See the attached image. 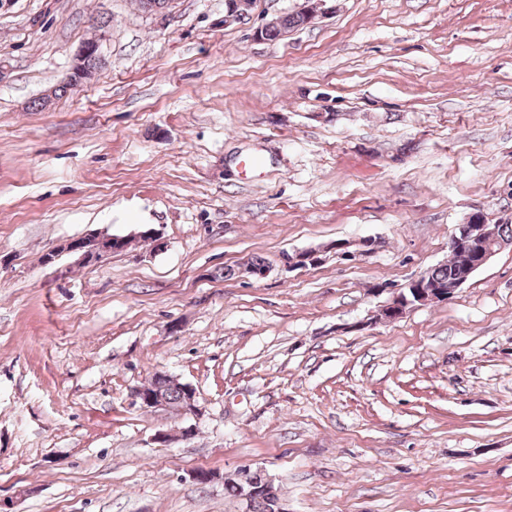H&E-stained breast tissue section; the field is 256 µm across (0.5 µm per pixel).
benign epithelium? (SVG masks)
Instances as JSON below:
<instances>
[{
    "mask_svg": "<svg viewBox=\"0 0 512 512\" xmlns=\"http://www.w3.org/2000/svg\"><path fill=\"white\" fill-rule=\"evenodd\" d=\"M224 22L237 21L247 15L251 6V0H224ZM459 233L454 235L451 245L460 251H467L472 254L474 261L469 263L463 272L448 287H425L422 277L418 276L402 288L393 290L390 301L381 309L380 320L385 322L402 318L407 312L415 307L426 305L431 302L445 301L453 297L471 277L480 269L485 267L491 259L502 249L511 247L512 242L501 240L492 235V228L489 224H461L458 226ZM131 244L127 236L107 235L94 238H83L69 243L68 248L72 252L81 253L82 259L89 261L97 258L103 253L113 252V248L125 250ZM376 248V241L366 239L356 245L341 242L330 246V249L339 252V256L346 259H354L371 253ZM321 261V251L305 250L296 253L287 260L288 268L296 269L312 265ZM149 387V381H144L135 392L134 397L146 408H165L167 403L161 394H145L144 390ZM179 411L184 415L197 416L201 412L198 405L196 392L191 386H186L183 401ZM252 468L244 467L235 473V479L239 480V499L246 504H251L253 499L260 493H265L274 498V512H288L278 498L277 489L272 479L264 477L261 485L256 484L250 478Z\"/></svg>",
    "mask_w": 512,
    "mask_h": 512,
    "instance_id": "obj_1",
    "label": "benign epithelium"
}]
</instances>
